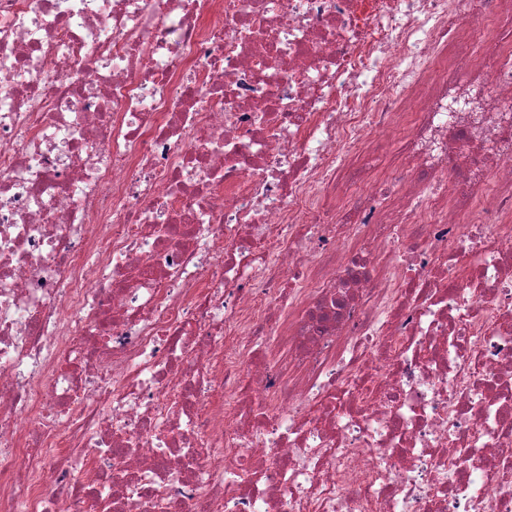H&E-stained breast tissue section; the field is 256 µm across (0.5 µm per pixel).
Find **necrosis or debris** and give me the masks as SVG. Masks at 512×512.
I'll return each mask as SVG.
<instances>
[{
  "label": "necrosis or debris",
  "mask_w": 512,
  "mask_h": 512,
  "mask_svg": "<svg viewBox=\"0 0 512 512\" xmlns=\"http://www.w3.org/2000/svg\"><path fill=\"white\" fill-rule=\"evenodd\" d=\"M501 2L0 0V512H512Z\"/></svg>",
  "instance_id": "4bbe7bcc"
}]
</instances>
